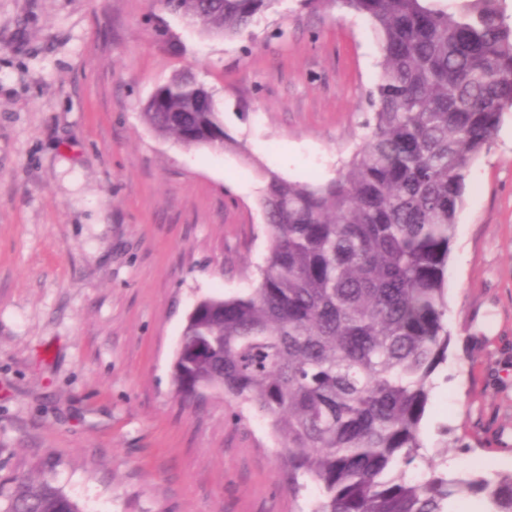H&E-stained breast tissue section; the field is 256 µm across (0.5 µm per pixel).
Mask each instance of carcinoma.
<instances>
[{"label":"carcinoma","instance_id":"1","mask_svg":"<svg viewBox=\"0 0 512 512\" xmlns=\"http://www.w3.org/2000/svg\"><path fill=\"white\" fill-rule=\"evenodd\" d=\"M279 0H151L204 36L233 39ZM380 36L361 148L321 185L265 175L268 248L247 292L202 299L186 320L173 382L268 421L288 490L309 512H455L479 497L512 512V472L462 478L422 435L448 358L447 272L470 164L512 108V26L502 0H344ZM142 120L186 148L240 144L213 91L179 72ZM0 512H82L47 478L19 476Z\"/></svg>","mask_w":512,"mask_h":512}]
</instances>
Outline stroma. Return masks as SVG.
<instances>
[{
  "mask_svg": "<svg viewBox=\"0 0 512 512\" xmlns=\"http://www.w3.org/2000/svg\"><path fill=\"white\" fill-rule=\"evenodd\" d=\"M380 58L341 0H280L232 40L149 0H0V488L83 512H304L267 421L172 381L188 313L252 288L264 170L327 182L361 146ZM212 87L240 150L186 149L143 103ZM448 361L422 433L449 472L512 471V112L470 166L448 260ZM0 499L1 512H82L79 503L69 498L47 478L15 477L11 488Z\"/></svg>",
  "mask_w": 512,
  "mask_h": 512,
  "instance_id": "35a3bbf8",
  "label": "stroma"
}]
</instances>
